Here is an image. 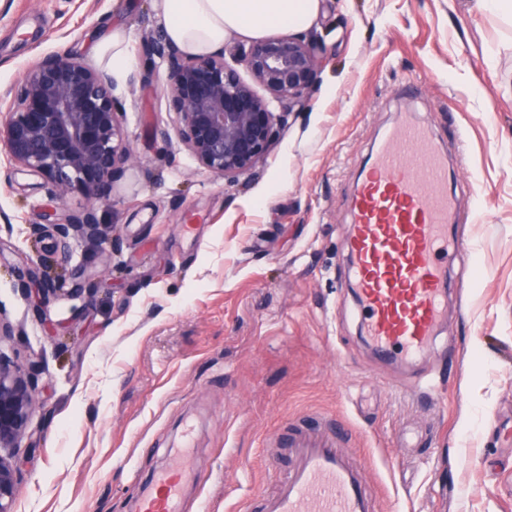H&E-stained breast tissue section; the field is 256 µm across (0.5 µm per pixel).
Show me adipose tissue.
Wrapping results in <instances>:
<instances>
[{
	"mask_svg": "<svg viewBox=\"0 0 512 512\" xmlns=\"http://www.w3.org/2000/svg\"><path fill=\"white\" fill-rule=\"evenodd\" d=\"M167 42L188 56L223 49L228 37L256 41L268 33L303 34L320 10V0H155ZM94 52L107 59L114 78L125 79L136 59L122 30L100 40Z\"/></svg>",
	"mask_w": 512,
	"mask_h": 512,
	"instance_id": "adipose-tissue-1",
	"label": "adipose tissue"
}]
</instances>
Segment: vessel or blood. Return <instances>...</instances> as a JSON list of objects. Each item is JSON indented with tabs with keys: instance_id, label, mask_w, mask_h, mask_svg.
Listing matches in <instances>:
<instances>
[{
	"instance_id": "1",
	"label": "vessel or blood",
	"mask_w": 512,
	"mask_h": 512,
	"mask_svg": "<svg viewBox=\"0 0 512 512\" xmlns=\"http://www.w3.org/2000/svg\"><path fill=\"white\" fill-rule=\"evenodd\" d=\"M450 199L442 157L415 126L384 135L351 206L348 249L368 334L380 355L413 358L435 339L446 310L440 256L460 250L448 239ZM290 466L262 512H379V495L363 465L336 435L295 428ZM186 458L159 473L137 501L138 512H181Z\"/></svg>"
}]
</instances>
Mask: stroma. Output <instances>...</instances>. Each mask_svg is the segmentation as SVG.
I'll list each match as a JSON object with an SVG mask.
<instances>
[{
  "label": "stroma",
  "instance_id": "35a3bbf8",
  "mask_svg": "<svg viewBox=\"0 0 512 512\" xmlns=\"http://www.w3.org/2000/svg\"><path fill=\"white\" fill-rule=\"evenodd\" d=\"M154 0H0V95L47 52L99 69ZM320 81L254 172L227 181L178 139L159 82L115 83L132 160L97 218L0 151V317L35 373L15 512H131L189 449L185 512H253L286 465L287 422L340 423L380 512H512V22L473 0H321ZM413 115L443 152L455 215L448 310L412 361L377 358L348 282L349 201L385 131ZM35 258L27 267L22 255ZM81 298L36 313L31 275ZM53 224L57 230V234L62 238H67L71 233L77 234L86 242L92 245L111 246L112 239L105 237V233L99 224L96 210L93 206L87 207L83 211L52 214Z\"/></svg>",
  "mask_w": 512,
  "mask_h": 512
}]
</instances>
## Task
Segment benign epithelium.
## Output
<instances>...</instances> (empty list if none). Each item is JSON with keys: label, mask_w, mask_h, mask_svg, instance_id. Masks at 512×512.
Here are the masks:
<instances>
[{"label": "benign epithelium", "mask_w": 512, "mask_h": 512, "mask_svg": "<svg viewBox=\"0 0 512 512\" xmlns=\"http://www.w3.org/2000/svg\"><path fill=\"white\" fill-rule=\"evenodd\" d=\"M320 35L268 37L225 54L185 56L161 35L144 40L148 59L167 63L163 89L178 136L210 172L236 178L254 170L279 139L287 113L304 107L319 75ZM243 67L268 96L243 82ZM124 107L109 75L84 60L41 55L0 98V147L11 161L43 180L56 196L80 191L108 202L113 176L131 161L122 137ZM57 234L112 245L96 210L53 214ZM61 289L32 277L28 295L40 308ZM33 410L30 372L0 346V449L21 448ZM20 471L0 454V512H14Z\"/></svg>", "instance_id": "1"}]
</instances>
